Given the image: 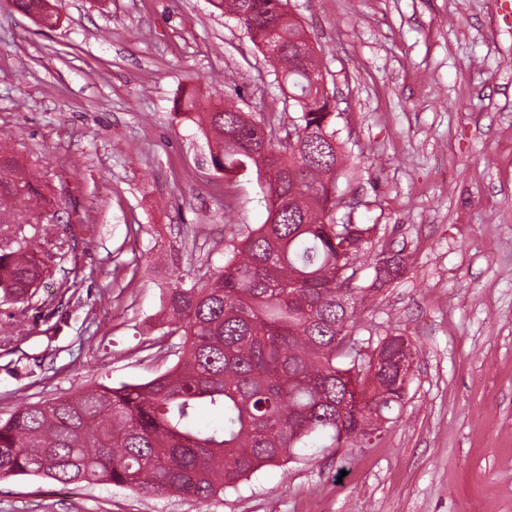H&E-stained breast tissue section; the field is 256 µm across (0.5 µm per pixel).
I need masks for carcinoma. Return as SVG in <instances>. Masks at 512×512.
Returning a JSON list of instances; mask_svg holds the SVG:
<instances>
[{
    "label": "carcinoma",
    "instance_id": "cac0c4a2",
    "mask_svg": "<svg viewBox=\"0 0 512 512\" xmlns=\"http://www.w3.org/2000/svg\"><path fill=\"white\" fill-rule=\"evenodd\" d=\"M264 54L298 111L288 128L273 107L254 122L239 93L216 99L192 90L176 103L213 140L210 160L226 175L263 177L265 222L232 245L207 280L169 289L162 335L178 337L175 363L154 378L17 405L0 419V478L33 475L63 484L114 485L148 495H187L207 503L252 474L316 447L368 445L379 420L401 410L408 382L393 359L412 358L402 336L370 352L353 336L356 305L401 275L399 253L372 256L362 284L360 255L375 224H338L336 183L347 155L333 128V97L302 25L288 21V0H212ZM44 27L58 22L50 0H11ZM55 189L25 172L0 139V211L25 201L46 208ZM27 237L0 248V291L31 300L49 275ZM219 416L200 423L202 413Z\"/></svg>",
    "mask_w": 512,
    "mask_h": 512
}]
</instances>
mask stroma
Segmentation results:
<instances>
[{"label": "stroma", "mask_w": 512, "mask_h": 512, "mask_svg": "<svg viewBox=\"0 0 512 512\" xmlns=\"http://www.w3.org/2000/svg\"><path fill=\"white\" fill-rule=\"evenodd\" d=\"M326 65L349 154L337 222L374 224L402 274L360 307L365 345L407 337L403 408L366 447L268 467L200 504L112 485L0 479V512H512V0H290ZM44 29L0 0V136L47 177L32 218L52 269L0 302V418L176 358L146 346L175 278L224 264L265 223L256 175L214 171L174 102L283 95L209 0H58Z\"/></svg>", "instance_id": "35a3bbf8"}]
</instances>
